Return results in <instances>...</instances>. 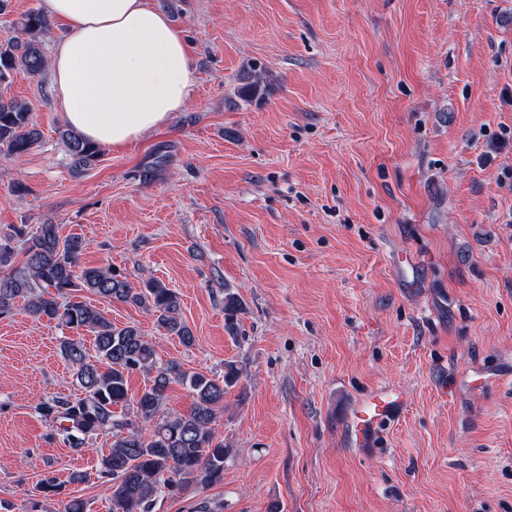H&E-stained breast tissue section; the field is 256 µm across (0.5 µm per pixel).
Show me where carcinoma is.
<instances>
[{
	"mask_svg": "<svg viewBox=\"0 0 512 512\" xmlns=\"http://www.w3.org/2000/svg\"><path fill=\"white\" fill-rule=\"evenodd\" d=\"M46 16L31 11L19 21L20 35L0 44V84L11 74L39 75L47 62L39 35L48 29ZM73 167L82 171L93 165L99 146L81 134L59 130ZM41 139L29 102L0 94V152L21 157ZM87 247L84 237L62 236L56 224H39L30 232L16 228L0 234V317L12 314L18 300L37 319L56 322L73 332L60 340L61 357L83 396L72 400L50 398L39 403V412L58 423L62 439L83 443L102 432L112 434V445L101 470L110 492L112 512H153L159 498L224 481L227 450L216 435L224 394L240 381L234 363L224 364L218 381L201 372L190 373L178 362L158 361L155 349L135 325L119 326L79 293H92L110 301L142 307L156 317L158 328L191 347L196 339L180 317L179 294L163 281L150 277L134 288L119 270L82 267L79 259ZM24 262L14 265L16 251ZM241 301L224 294V321L229 333ZM93 336L94 356H89L84 334ZM142 371L150 384L135 398L129 397L128 376ZM179 382L192 394L185 413L163 409L169 385ZM122 412H117L116 408Z\"/></svg>",
	"mask_w": 512,
	"mask_h": 512,
	"instance_id": "carcinoma-1",
	"label": "carcinoma"
}]
</instances>
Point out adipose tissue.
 Here are the masks:
<instances>
[{
    "label": "adipose tissue",
    "mask_w": 512,
    "mask_h": 512,
    "mask_svg": "<svg viewBox=\"0 0 512 512\" xmlns=\"http://www.w3.org/2000/svg\"><path fill=\"white\" fill-rule=\"evenodd\" d=\"M68 35L54 48L51 84L69 125L125 149L189 101L194 67L185 35L159 0H42Z\"/></svg>",
    "instance_id": "adipose-tissue-1"
}]
</instances>
